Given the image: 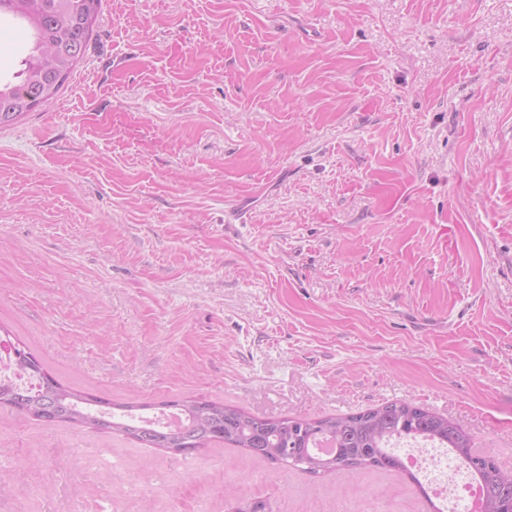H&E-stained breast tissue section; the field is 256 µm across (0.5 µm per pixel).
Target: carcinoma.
I'll return each instance as SVG.
<instances>
[{
  "label": "carcinoma",
  "mask_w": 512,
  "mask_h": 512,
  "mask_svg": "<svg viewBox=\"0 0 512 512\" xmlns=\"http://www.w3.org/2000/svg\"><path fill=\"white\" fill-rule=\"evenodd\" d=\"M99 0H0V18L20 19L31 31L30 54L17 81L0 80V126L8 125L52 99L82 59L97 19ZM18 369L40 381L35 392L0 383V405L17 397L28 401L25 414L38 415L49 404L76 419L83 428L102 426L131 440L163 448L174 435H187L185 444L199 448L221 441L273 462L309 460L307 472L325 474L341 469L372 467L397 471L413 482L392 442L423 439L446 448L461 461L483 492L485 512H512V483L501 479L494 462L473 451L468 431L421 406L393 401L364 412L328 415L318 419H270L204 397L182 401V425L162 427L144 414L150 405H119L103 412L80 398L76 390L43 372L39 361L22 352Z\"/></svg>",
  "instance_id": "cac0c4a2"
}]
</instances>
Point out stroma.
I'll list each match as a JSON object with an SVG mask.
<instances>
[{
	"instance_id": "obj_1",
	"label": "stroma",
	"mask_w": 512,
	"mask_h": 512,
	"mask_svg": "<svg viewBox=\"0 0 512 512\" xmlns=\"http://www.w3.org/2000/svg\"><path fill=\"white\" fill-rule=\"evenodd\" d=\"M0 333L115 402L405 401L512 471V0H101L0 128ZM0 512H434L0 406Z\"/></svg>"
}]
</instances>
